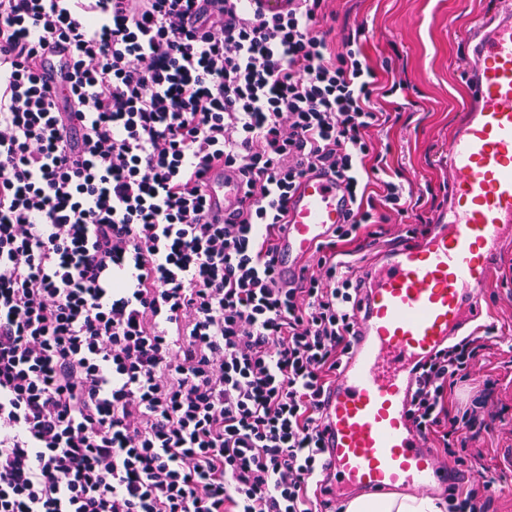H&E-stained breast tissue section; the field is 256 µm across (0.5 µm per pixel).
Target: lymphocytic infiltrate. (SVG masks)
I'll use <instances>...</instances> for the list:
<instances>
[{"instance_id": "1", "label": "lymphocytic infiltrate", "mask_w": 512, "mask_h": 512, "mask_svg": "<svg viewBox=\"0 0 512 512\" xmlns=\"http://www.w3.org/2000/svg\"><path fill=\"white\" fill-rule=\"evenodd\" d=\"M330 0H0V512H322V396L349 354L369 242L417 234L389 114ZM71 49L68 93L42 76ZM237 172L234 218L205 178ZM342 179L348 223L276 273L288 197ZM478 327L419 370L416 428L486 472L512 430Z\"/></svg>"}]
</instances>
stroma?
Here are the masks:
<instances>
[{
	"label": "stroma",
	"mask_w": 512,
	"mask_h": 512,
	"mask_svg": "<svg viewBox=\"0 0 512 512\" xmlns=\"http://www.w3.org/2000/svg\"><path fill=\"white\" fill-rule=\"evenodd\" d=\"M494 0H336L335 31L357 36L380 73L405 70L409 84L386 98L390 121L375 139L391 169L416 182V192L435 217L447 199L441 160L448 135L468 103L462 78L467 46L463 39L475 20L488 14ZM512 299V251L497 261L485 291L483 324L494 343L512 344V318L501 307ZM490 493L496 512H512V434L486 433Z\"/></svg>",
	"instance_id": "obj_1"
}]
</instances>
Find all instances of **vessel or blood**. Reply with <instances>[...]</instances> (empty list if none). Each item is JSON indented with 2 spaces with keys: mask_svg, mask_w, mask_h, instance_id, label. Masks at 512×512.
Masks as SVG:
<instances>
[{
  "mask_svg": "<svg viewBox=\"0 0 512 512\" xmlns=\"http://www.w3.org/2000/svg\"><path fill=\"white\" fill-rule=\"evenodd\" d=\"M468 41L463 77L472 104L448 138V207L428 233L372 253L354 272L362 283L355 339L324 397L326 474L340 500L350 490L428 496L469 479L408 415L416 368L479 318L493 258L512 239V0H495ZM206 195L210 217L225 219L238 205L240 182L210 171ZM350 209L336 176L300 179L278 239L279 278L297 279Z\"/></svg>",
  "mask_w": 512,
  "mask_h": 512,
  "instance_id": "b4317fda",
  "label": "vessel or blood"
}]
</instances>
